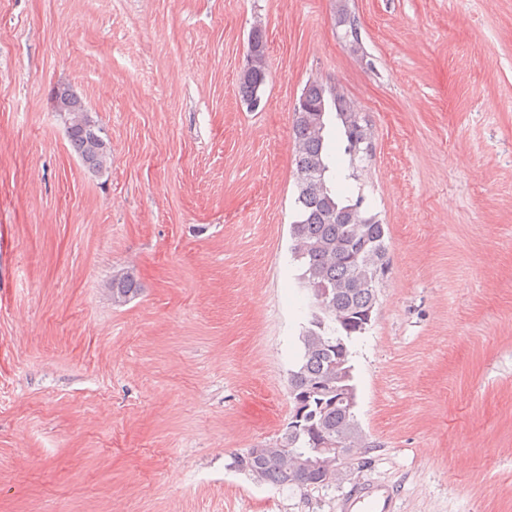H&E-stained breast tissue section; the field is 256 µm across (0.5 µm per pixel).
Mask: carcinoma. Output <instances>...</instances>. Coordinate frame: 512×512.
Instances as JSON below:
<instances>
[{"label":"carcinoma","mask_w":512,"mask_h":512,"mask_svg":"<svg viewBox=\"0 0 512 512\" xmlns=\"http://www.w3.org/2000/svg\"><path fill=\"white\" fill-rule=\"evenodd\" d=\"M336 25L345 28L351 53H365L358 18L349 9L348 0H336ZM258 66L246 78L238 79V96L244 103L264 90L268 78L265 30L259 26L255 37ZM302 106L293 108L292 139L295 161V207L297 219L290 225L292 246L305 250L294 256L301 264L299 280L310 294L329 291V303L318 325L308 324L300 336L301 362L289 373L288 387L304 388L320 380L336 386V346L367 330L357 323L336 322V312L355 314L377 301L381 279L377 268L388 264L385 225L377 216L362 209L364 197L344 195L336 187L331 148V127L337 125L342 135L343 154L349 157L344 180H357L361 163L372 149V140L359 138L365 125L358 104L336 87L312 80L302 89ZM50 104L82 108L71 93V84L59 82L50 91ZM70 151L79 159L84 172L98 173L111 168L101 146L92 142L79 125L65 136ZM104 290L112 303L121 305L141 291L138 276L132 271L115 272L105 282ZM355 422L353 410L336 405L325 409L320 428L331 438L345 435ZM306 453L308 439L287 430L272 455L261 468V481L279 487H306L307 479L277 460L281 451Z\"/></svg>","instance_id":"obj_1"}]
</instances>
